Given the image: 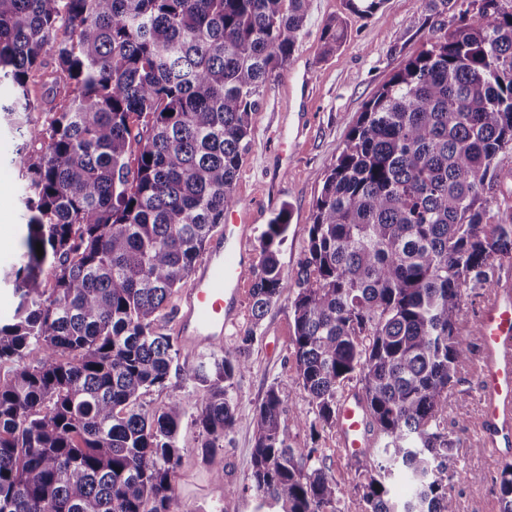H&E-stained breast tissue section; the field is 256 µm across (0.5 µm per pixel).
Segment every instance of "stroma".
I'll use <instances>...</instances> for the list:
<instances>
[{
    "instance_id": "stroma-1",
    "label": "stroma",
    "mask_w": 512,
    "mask_h": 512,
    "mask_svg": "<svg viewBox=\"0 0 512 512\" xmlns=\"http://www.w3.org/2000/svg\"><path fill=\"white\" fill-rule=\"evenodd\" d=\"M459 9L425 0H386L372 16L347 11L343 0H309L304 34L288 63L264 90L253 116L251 143L242 153L234 184L239 209L254 212L252 251L270 220L288 210L287 238L278 259L283 271L280 296L262 319L252 313V292H243V311L236 326L224 332V348H244L249 368L234 380L232 394L237 422L219 451L223 480H215L203 463L197 445L199 431L184 419L180 442L184 453L173 473L176 512H256L249 490L254 428L251 417L274 382L295 375L290 347L294 327L295 275L307 253V228L321 195L325 177L365 104L408 59L432 37L459 24ZM342 20L344 38L333 53L323 51L322 31L330 20ZM18 144L0 124V271L10 269L21 251L23 210L21 180L10 163ZM476 379L470 369L458 373L451 385L446 423L459 447L453 467L462 478H449L459 512H499L494 482L498 467L474 454L477 415ZM312 411V399L292 387L284 404L281 426L290 447L320 449L327 474L343 490L341 512H365L361 493L354 488L358 460L336 454V430L317 432L298 427V414ZM466 412L468 422L457 420Z\"/></svg>"
}]
</instances>
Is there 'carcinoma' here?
<instances>
[{"instance_id":"1","label":"carcinoma","mask_w":512,"mask_h":512,"mask_svg":"<svg viewBox=\"0 0 512 512\" xmlns=\"http://www.w3.org/2000/svg\"><path fill=\"white\" fill-rule=\"evenodd\" d=\"M308 3L0 0V82L13 89L0 119L21 140L11 163L27 216L4 275L18 302L0 322V512H174L190 412L202 461L224 478L216 456L237 420L230 389L244 350L211 351L194 390L160 408L142 399L171 384L180 347L162 312L237 203L252 115ZM382 4L346 0L361 15ZM343 38L341 21L326 24V51ZM36 75L45 94L64 95L41 123ZM511 155L512 0H478L366 103L325 178L295 279V377L271 385L252 418L257 509L340 512L318 449L291 448L281 414L298 384L314 418L297 424L314 433L335 423L356 380L375 437L355 484L366 512H457V440L441 418L477 349L464 291L491 287L489 271L512 262L501 191ZM287 232L283 209L253 272L257 320L280 295L275 244ZM399 476L414 484L403 501L389 487ZM497 494L512 512V460L499 464Z\"/></svg>"}]
</instances>
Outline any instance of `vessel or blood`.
<instances>
[{
    "instance_id": "1",
    "label": "vessel or blood",
    "mask_w": 512,
    "mask_h": 512,
    "mask_svg": "<svg viewBox=\"0 0 512 512\" xmlns=\"http://www.w3.org/2000/svg\"><path fill=\"white\" fill-rule=\"evenodd\" d=\"M250 218L231 209L207 258L195 268L176 313L175 334L189 351L222 346L227 326L238 320L252 253ZM480 355L475 362L479 394L478 446L494 459L512 457V264H502L497 285L478 316ZM343 457L360 456L371 441L361 400L346 396L336 413Z\"/></svg>"
}]
</instances>
